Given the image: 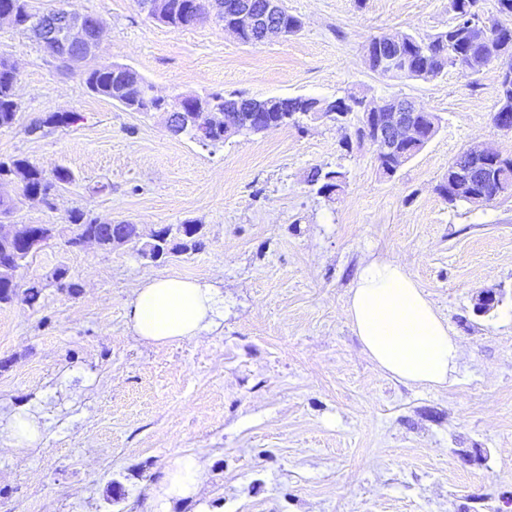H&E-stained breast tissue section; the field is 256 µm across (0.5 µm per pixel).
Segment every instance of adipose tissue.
I'll return each instance as SVG.
<instances>
[{"label": "adipose tissue", "mask_w": 512, "mask_h": 512, "mask_svg": "<svg viewBox=\"0 0 512 512\" xmlns=\"http://www.w3.org/2000/svg\"><path fill=\"white\" fill-rule=\"evenodd\" d=\"M346 313L364 352L386 372L430 386L455 381L462 346L447 320L396 261L375 259L359 270ZM223 317L219 289L175 276L144 282L128 306L133 332L157 345L209 334ZM201 477L196 458L179 459L158 484L161 504L193 497Z\"/></svg>", "instance_id": "obj_1"}]
</instances>
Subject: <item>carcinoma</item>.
Wrapping results in <instances>:
<instances>
[{
    "instance_id": "carcinoma-1",
    "label": "carcinoma",
    "mask_w": 512,
    "mask_h": 512,
    "mask_svg": "<svg viewBox=\"0 0 512 512\" xmlns=\"http://www.w3.org/2000/svg\"><path fill=\"white\" fill-rule=\"evenodd\" d=\"M202 0H156L157 8L149 18L174 29L194 27L207 19V14L201 7ZM456 11L454 21L448 28L426 39H418L411 35L403 36V44L415 48L411 53V65L403 75L424 81H430L442 76L450 68L459 67L457 57L460 52H474L480 60L490 65L494 59L508 54L512 56V0H496L495 13L485 17V25L469 26L473 15L480 14L479 0H455ZM8 11L16 16V26L25 32L32 33L40 40L42 48L50 55H55L59 47L51 41L40 39L33 28L44 21L45 12L34 9L31 0H0V12ZM82 79L92 93L111 99L131 112H144L147 109L146 90L149 84L136 72L121 64L94 65L82 71ZM18 74L9 66V60L0 55V128L10 127L17 121L20 104L14 94V85ZM209 107L225 112V117L235 121L246 117L244 107L247 103L243 98L226 97L221 93L205 95ZM267 114L277 118L283 109L293 114L290 124L303 128L305 113L312 109L315 99L303 96L267 98ZM340 112H356L363 103V92L350 89L338 98ZM184 111L173 113L174 126L171 134L186 135L196 139L197 127L210 122V113L192 112L193 100L182 103ZM75 114L66 112H50L44 118L30 124L27 132L36 134L47 125L54 127L73 124ZM481 158L473 155L471 150L458 154L448 165V171L461 167L467 168ZM483 162V161H481ZM488 171L495 177L482 183H477L468 190L455 191L448 188V181L438 186L440 195L450 203L470 202L469 193L474 191L488 197H505L512 195V156L499 155L493 160L483 162ZM344 173L327 170L322 166L311 168L307 183L322 195L328 186H338L342 183ZM74 180L73 173L66 167L56 165L47 170L26 158L14 157L0 161V216L12 213L15 207L14 199L9 196L2 185L12 181L20 183L22 193L41 191L43 193L69 184ZM69 224L75 227L71 244H79L83 239L97 241L100 248L110 250L119 239L137 247L140 256H152L156 253L163 257H175L202 248L203 240L199 224L187 222L176 226L166 225L157 230L159 238L153 241L141 242L142 235L139 225L127 221L117 224H102L81 209L70 212ZM21 245L13 241L0 240V269L17 272L23 264L18 262V252ZM43 286L40 282L32 281L21 287L17 278L7 281L0 280V303H12L19 300L33 307L39 303Z\"/></svg>"
}]
</instances>
